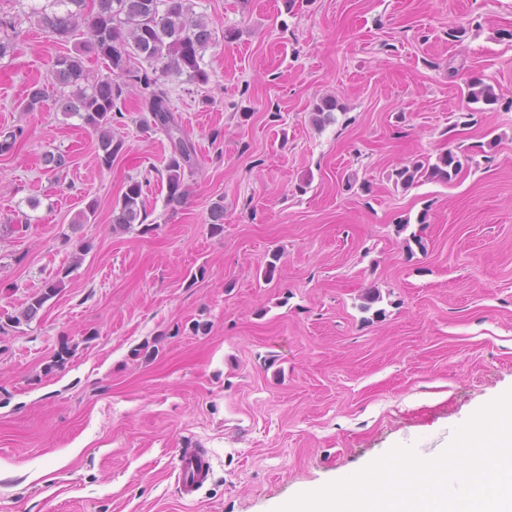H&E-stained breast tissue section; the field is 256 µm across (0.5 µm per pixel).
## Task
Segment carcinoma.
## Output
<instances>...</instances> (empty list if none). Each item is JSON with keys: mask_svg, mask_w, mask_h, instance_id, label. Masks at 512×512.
I'll return each instance as SVG.
<instances>
[{"mask_svg": "<svg viewBox=\"0 0 512 512\" xmlns=\"http://www.w3.org/2000/svg\"><path fill=\"white\" fill-rule=\"evenodd\" d=\"M30 16L47 33L60 39L69 37L81 26L87 37L72 54L56 58L53 77L63 89L57 100L65 115H75L97 136L98 161L107 169L123 148V141L115 139L112 125L120 122L123 113L117 106L126 86L133 85L140 92L145 107L151 113L153 124L161 127L170 138L173 151L165 165L169 205H178L186 197L185 173L196 167L195 146L186 137L173 115L170 99L162 89L171 77H186L190 83L206 85L209 74L200 66L205 50L218 37L231 40L236 31L226 29L222 34L210 28L202 18L195 16L191 0H96V11L85 13V0H45V4L30 6ZM20 35L15 24L0 19V59L11 54L13 42ZM104 61L107 73L92 76L85 66V58ZM141 59L145 67L134 66ZM69 92H64V89ZM467 103L494 104L498 97L492 85L478 79L467 84ZM46 92L42 85L32 84L21 101L22 111L36 112L44 106ZM24 135V129L0 130V152L10 150ZM464 168L460 156L444 152L436 160H417L396 171V180L409 187L420 180L449 183ZM149 180L132 181L121 198L112 207V224L130 229L136 223L143 231L157 229L146 223L144 189ZM211 232L224 231V203H213L209 212ZM61 281H50L21 311L8 316L16 325L36 318L43 305L55 297Z\"/></svg>", "mask_w": 512, "mask_h": 512, "instance_id": "obj_1", "label": "carcinoma"}]
</instances>
